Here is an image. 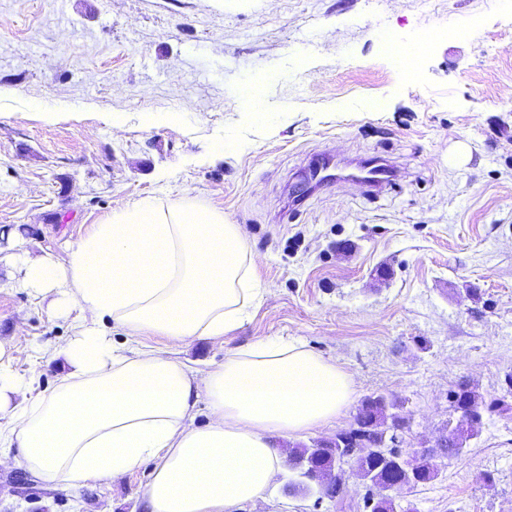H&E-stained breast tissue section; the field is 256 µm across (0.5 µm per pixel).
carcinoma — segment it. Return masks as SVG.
Instances as JSON below:
<instances>
[{"label":"carcinoma","instance_id":"obj_1","mask_svg":"<svg viewBox=\"0 0 512 512\" xmlns=\"http://www.w3.org/2000/svg\"><path fill=\"white\" fill-rule=\"evenodd\" d=\"M506 383V395L490 401L468 381L456 385L451 391V408L457 418L465 422L466 427L458 437L443 445L439 457L459 456L460 447L478 435L485 415L512 414V404L506 400V396L512 394L511 373L506 376ZM365 402L371 404L368 420L360 427L346 432L340 443L332 445L322 442L311 447L301 446L288 456V469L295 472L289 486L304 487L314 482L311 476L313 470L320 479L329 481L333 478V473H341L340 467L345 464L354 467L358 473L369 478L373 486L381 490L397 479L405 482L407 488L412 490L437 476L438 465L431 454L423 453L415 457L409 467L402 469L392 459L369 461L352 454L354 449L370 446L382 438L391 426L393 409L397 406V401L382 394L370 396Z\"/></svg>","mask_w":512,"mask_h":512}]
</instances>
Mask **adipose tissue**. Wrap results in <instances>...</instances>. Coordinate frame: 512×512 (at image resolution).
<instances>
[{"instance_id":"obj_1","label":"adipose tissue","mask_w":512,"mask_h":512,"mask_svg":"<svg viewBox=\"0 0 512 512\" xmlns=\"http://www.w3.org/2000/svg\"><path fill=\"white\" fill-rule=\"evenodd\" d=\"M257 260L240 225L195 198L120 204L76 241L64 263L23 259L19 285L55 294L74 334L51 356L69 370L30 396L0 368V447L49 484L83 486L150 461L143 512H241L287 463L272 435L336 420L353 401L349 373L300 344L258 341L196 369L146 344L187 346L235 329L260 300ZM142 342L117 349L100 325ZM210 420L195 423L200 400Z\"/></svg>"}]
</instances>
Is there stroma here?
Segmentation results:
<instances>
[{
  "mask_svg": "<svg viewBox=\"0 0 512 512\" xmlns=\"http://www.w3.org/2000/svg\"><path fill=\"white\" fill-rule=\"evenodd\" d=\"M419 46L396 68L386 36ZM261 86L258 111L242 104ZM379 109H370V102ZM381 158L379 192L342 181L295 196L308 162ZM197 198L241 225L263 298L221 338L147 344L196 368L259 340L304 345L352 374L336 421L388 393L431 446L467 380L512 373V6L499 0H0V252L52 256L119 203ZM0 265V342L31 395L65 374L70 335L48 299ZM0 464V512H141L150 464L78 488ZM394 492L397 512H512V417L485 416L461 457ZM282 470L242 512H369L346 469L340 502L285 494Z\"/></svg>",
  "mask_w": 512,
  "mask_h": 512,
  "instance_id": "1",
  "label": "stroma"
}]
</instances>
